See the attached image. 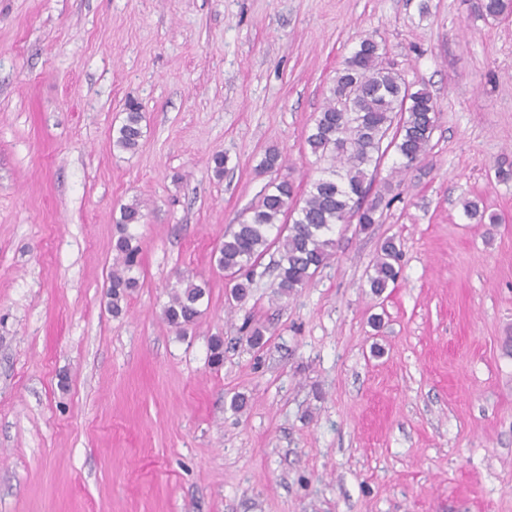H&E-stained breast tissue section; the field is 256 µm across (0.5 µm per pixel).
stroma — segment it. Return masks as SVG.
<instances>
[{
    "mask_svg": "<svg viewBox=\"0 0 512 512\" xmlns=\"http://www.w3.org/2000/svg\"><path fill=\"white\" fill-rule=\"evenodd\" d=\"M368 34L434 97L428 155L378 224L337 225L305 288L273 299L267 256L228 305L216 256L275 178L266 149L304 194L305 133ZM130 99L133 152L112 141ZM501 163L512 17L476 0H0V512H512ZM467 199L499 223L467 222ZM135 201L138 284L115 314ZM388 237L400 273L376 295ZM182 275L206 285L184 335L162 316ZM142 220L143 214L138 203L121 206L117 224L122 227V232L113 245L116 254L107 292L112 312L116 314L121 311V302L127 297L128 291L136 285V279L131 273L139 264L138 246L132 245L133 237L127 230L131 225L141 224Z\"/></svg>",
    "mask_w": 512,
    "mask_h": 512,
    "instance_id": "stroma-1",
    "label": "stroma"
}]
</instances>
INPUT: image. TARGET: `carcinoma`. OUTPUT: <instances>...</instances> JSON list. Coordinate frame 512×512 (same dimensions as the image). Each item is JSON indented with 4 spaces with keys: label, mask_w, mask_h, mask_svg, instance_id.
Masks as SVG:
<instances>
[{
    "label": "carcinoma",
    "mask_w": 512,
    "mask_h": 512,
    "mask_svg": "<svg viewBox=\"0 0 512 512\" xmlns=\"http://www.w3.org/2000/svg\"><path fill=\"white\" fill-rule=\"evenodd\" d=\"M481 14L492 19L511 16L512 0H484ZM142 121L140 106L128 102L123 122L112 136L113 144L136 150L143 136ZM436 123L431 92L407 84L385 62L381 42L372 35L363 38L336 70L325 104L306 136L311 153L327 163L321 175L302 199L296 198L288 178L272 181L258 203L239 217L236 228L224 235L217 266L227 280L228 301H245L261 260L272 248L279 254L276 296H289L305 287L333 258L336 225L355 220L365 228L379 223L383 194L378 191L372 197L370 193L381 160L394 152L396 173L423 160ZM142 220L139 204L120 207L117 224L122 232L113 245L115 258L107 292L116 314L136 285L131 273L139 264V249L132 245L127 230ZM399 259L395 240L385 239L369 278L374 294H382L396 282ZM204 294V287L190 277L180 278L163 310L166 323L179 334H187L201 314ZM209 360L215 367L223 364V337H212Z\"/></svg>",
    "instance_id": "carcinoma-1"
}]
</instances>
